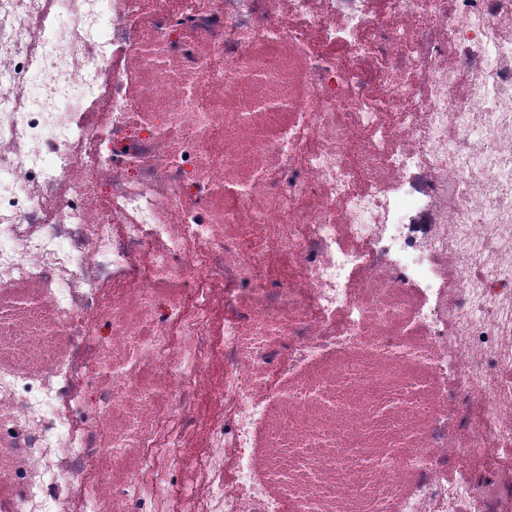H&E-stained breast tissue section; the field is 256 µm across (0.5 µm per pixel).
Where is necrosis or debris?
I'll return each mask as SVG.
<instances>
[{
	"label": "necrosis or debris",
	"instance_id": "4bbe7bcc",
	"mask_svg": "<svg viewBox=\"0 0 512 512\" xmlns=\"http://www.w3.org/2000/svg\"><path fill=\"white\" fill-rule=\"evenodd\" d=\"M45 2L0 0V512H512V0Z\"/></svg>",
	"mask_w": 512,
	"mask_h": 512
}]
</instances>
